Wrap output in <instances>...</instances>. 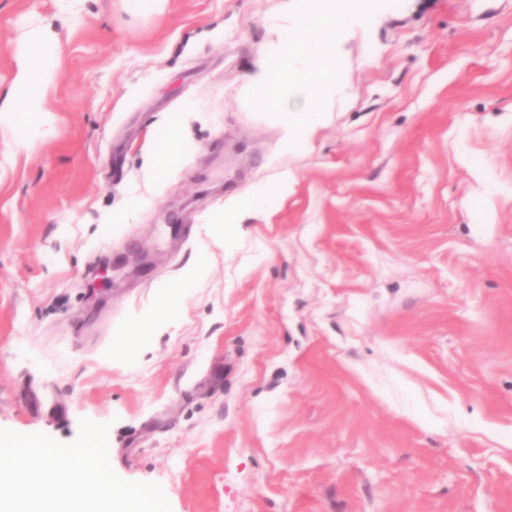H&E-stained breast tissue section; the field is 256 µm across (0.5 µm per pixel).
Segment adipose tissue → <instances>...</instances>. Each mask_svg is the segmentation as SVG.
I'll list each match as a JSON object with an SVG mask.
<instances>
[{"instance_id": "adipose-tissue-1", "label": "adipose tissue", "mask_w": 512, "mask_h": 512, "mask_svg": "<svg viewBox=\"0 0 512 512\" xmlns=\"http://www.w3.org/2000/svg\"><path fill=\"white\" fill-rule=\"evenodd\" d=\"M57 59L55 42L31 36L7 96L0 102V112L8 115L13 133L23 147H31L39 136L31 118L46 109L47 93L55 81ZM185 138L183 124L177 119L168 123L162 137L153 139L150 159L156 176L165 175L180 160ZM291 185L292 177L285 172L275 181L228 199L220 211V225L229 230L242 223L246 216L265 212L269 200L286 197Z\"/></svg>"}]
</instances>
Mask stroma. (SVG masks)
Returning <instances> with one entry per match:
<instances>
[{
    "mask_svg": "<svg viewBox=\"0 0 512 512\" xmlns=\"http://www.w3.org/2000/svg\"><path fill=\"white\" fill-rule=\"evenodd\" d=\"M284 3L0 0V95L24 32L59 45L45 136L0 127V428L109 424L115 473L172 512H512V0H395L287 157L244 84ZM185 111L153 179L146 141ZM291 185L292 177L288 171L273 182L262 183L247 194L225 201L220 210V220L216 222L224 227V237L234 225L242 224L246 216L265 212L270 199L288 196Z\"/></svg>",
    "mask_w": 512,
    "mask_h": 512,
    "instance_id": "1",
    "label": "stroma"
}]
</instances>
